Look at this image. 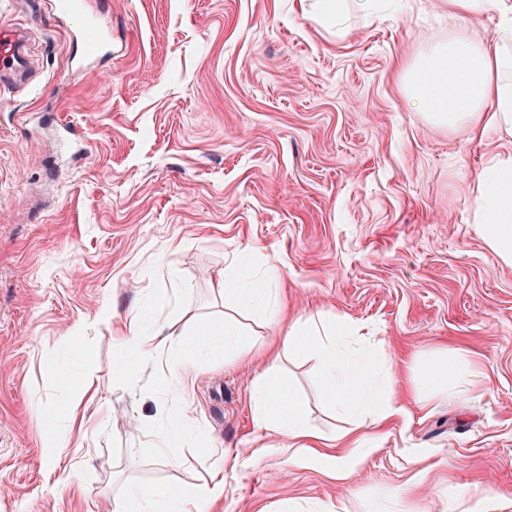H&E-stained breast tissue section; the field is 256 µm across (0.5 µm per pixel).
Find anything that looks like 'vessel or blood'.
I'll list each match as a JSON object with an SVG mask.
<instances>
[{"label": "vessel or blood", "mask_w": 512, "mask_h": 512, "mask_svg": "<svg viewBox=\"0 0 512 512\" xmlns=\"http://www.w3.org/2000/svg\"><path fill=\"white\" fill-rule=\"evenodd\" d=\"M58 13L79 39L84 51L82 62H90L112 53V25L110 20L88 0H59ZM24 67L22 36L19 28L0 27V72H19Z\"/></svg>", "instance_id": "obj_1"}]
</instances>
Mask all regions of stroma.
<instances>
[{"label":"stroma","instance_id":"35a3bbf8","mask_svg":"<svg viewBox=\"0 0 512 512\" xmlns=\"http://www.w3.org/2000/svg\"><path fill=\"white\" fill-rule=\"evenodd\" d=\"M105 2L112 56L77 71L82 46L52 0H0V23L30 32L25 81L0 96V512H110L139 485L197 484L217 459L212 512H371L396 485L410 493L390 512H443L461 486L512 494V266L468 197L500 142L429 122L398 71L458 35L494 37L491 14L385 0L339 31L300 0ZM62 122L85 137L80 162L58 144ZM230 264L288 318L356 329L347 346L377 352L397 379L446 347L482 383L429 404L404 395L405 415L378 430L338 415L314 362L284 354L308 426L361 441L341 481L296 441L264 446L250 388L282 326L261 308L236 313L240 354L198 361L182 404L165 390L184 353L114 377L120 348L100 308L172 324L188 343L223 313L211 276ZM79 323L99 394L62 484L41 453L66 425L45 356L73 366L65 336ZM175 420L187 437L172 465L156 436Z\"/></svg>","mask_w":512,"mask_h":512}]
</instances>
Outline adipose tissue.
<instances>
[{
    "instance_id": "ef3b65f1",
    "label": "adipose tissue",
    "mask_w": 512,
    "mask_h": 512,
    "mask_svg": "<svg viewBox=\"0 0 512 512\" xmlns=\"http://www.w3.org/2000/svg\"><path fill=\"white\" fill-rule=\"evenodd\" d=\"M452 12L474 15L492 10L496 19L495 38L477 42L459 36L448 44L407 65L401 72L406 94L416 108L435 124L468 125L477 138L489 134L512 138V0H448ZM476 206L478 229L494 255L512 265V153L489 157L469 184ZM234 267L217 271L213 282L219 294L232 296L236 306H260L275 312L280 301L271 289L255 283L244 288L234 285ZM345 328L315 319L296 321L272 344L267 365L250 389L256 422L267 437H287L303 443L304 451L316 453L319 436L307 425L299 403L283 382L279 360L282 352L306 353L316 359L324 393L332 406L352 415L370 419L382 428L404 408L395 398L391 375L376 377L369 358L341 352L337 342ZM239 331L230 316L207 320L194 342L206 357L231 353L238 348ZM67 339L79 371L56 368L59 383L67 389L70 425L66 432L50 431L44 445L47 458H57L80 433L77 420L85 404L98 389L94 381L96 363L77 331ZM126 358L113 369L116 376L129 371V358H142L158 348L171 345L172 337L161 330L146 331L142 323L129 325L121 337ZM462 355L433 357L413 372L405 388L427 400L451 390L473 388ZM224 495L223 482L204 481L187 490L138 487L131 497L116 501L113 512H210ZM447 512H512V500L494 492L475 493L457 488L448 499Z\"/></svg>"
}]
</instances>
